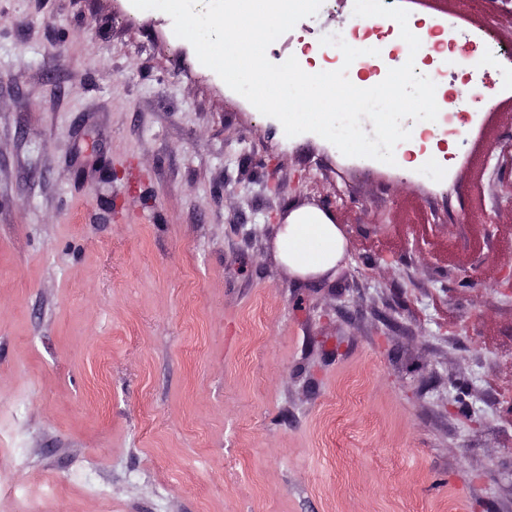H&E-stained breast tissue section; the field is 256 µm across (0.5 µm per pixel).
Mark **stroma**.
<instances>
[{
    "label": "stroma",
    "mask_w": 512,
    "mask_h": 512,
    "mask_svg": "<svg viewBox=\"0 0 512 512\" xmlns=\"http://www.w3.org/2000/svg\"><path fill=\"white\" fill-rule=\"evenodd\" d=\"M405 8L512 48V0ZM474 113L436 182L286 136L164 12L0 0V512H512V92ZM287 223L278 234V252L296 274H325L343 257L342 233L324 212L311 208L295 210Z\"/></svg>",
    "instance_id": "1"
}]
</instances>
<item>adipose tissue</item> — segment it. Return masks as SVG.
Returning a JSON list of instances; mask_svg holds the SVG:
<instances>
[{
  "label": "adipose tissue",
  "mask_w": 512,
  "mask_h": 512,
  "mask_svg": "<svg viewBox=\"0 0 512 512\" xmlns=\"http://www.w3.org/2000/svg\"><path fill=\"white\" fill-rule=\"evenodd\" d=\"M277 246L282 261L302 276L325 274L345 253L338 226L327 214L311 208L290 213L278 234Z\"/></svg>",
  "instance_id": "adipose-tissue-1"
}]
</instances>
